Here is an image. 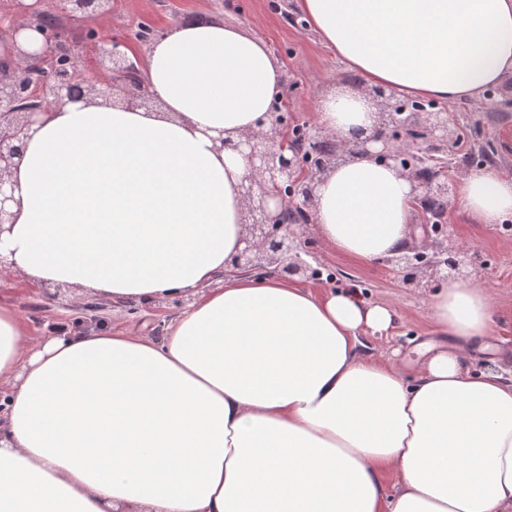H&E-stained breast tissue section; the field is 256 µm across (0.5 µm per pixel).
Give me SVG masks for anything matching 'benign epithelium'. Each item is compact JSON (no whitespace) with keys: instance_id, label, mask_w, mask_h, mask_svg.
Segmentation results:
<instances>
[{"instance_id":"benign-epithelium-1","label":"benign epithelium","mask_w":512,"mask_h":512,"mask_svg":"<svg viewBox=\"0 0 512 512\" xmlns=\"http://www.w3.org/2000/svg\"><path fill=\"white\" fill-rule=\"evenodd\" d=\"M69 13L81 17H104L110 13V0H69ZM49 12L22 14L19 27H32L46 37V48L37 58L17 50L19 60L0 65V236L11 231L15 202L12 172L22 157L30 131L41 114L51 105L63 106L70 102L105 97L112 85L119 83L131 97V104L146 107L153 98L142 91L140 64L121 50L119 41L96 45L100 77H86L79 50L61 42H54L44 28ZM50 63V94L34 76L36 61ZM381 107L378 125L371 134L355 141L308 133L302 146H297L288 124L280 112H270L267 128L240 134L235 141L219 135L214 147L222 151L230 147L246 150L245 157L251 174L240 185L246 202L242 238L243 247L232 256V271L256 276L276 272L284 279L295 276L314 277L319 271L310 266L311 252L302 244L296 225L309 222L313 207L314 186L319 177L346 154H376L397 161L406 148L396 144L390 132L401 129L413 136L410 154L418 158L415 164L402 170L415 182V188L425 187L428 196L448 197V183L434 170L439 161L436 154L453 140L456 129L448 127L444 111L427 114L426 125H421V112L404 104L391 103L393 94L383 89L370 90ZM307 154V161L299 164L297 158ZM278 200L276 208L269 199ZM422 256L413 250H402L390 258L402 283H416L419 270L426 268L438 279L464 278L468 275V259L458 251L452 259L433 257L420 266Z\"/></svg>"}]
</instances>
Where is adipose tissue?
Instances as JSON below:
<instances>
[{
  "instance_id": "ef3b65f1",
  "label": "adipose tissue",
  "mask_w": 512,
  "mask_h": 512,
  "mask_svg": "<svg viewBox=\"0 0 512 512\" xmlns=\"http://www.w3.org/2000/svg\"><path fill=\"white\" fill-rule=\"evenodd\" d=\"M297 6L361 82L319 99L329 135L374 130L371 88L474 101L512 75V0ZM142 77L157 111L96 99L42 115L0 248L33 286L194 300L156 338L64 321L36 336L0 303V512H512V378L445 348L407 372L361 350L396 310L230 272L249 166L211 138L272 111L284 70L265 39L190 20L151 44ZM456 194L478 223L512 217L496 167ZM415 196L393 161L351 156L317 181L312 220L328 251L367 263L406 246ZM430 310L442 335L493 332L471 281L440 283Z\"/></svg>"
}]
</instances>
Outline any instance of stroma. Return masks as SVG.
Wrapping results in <instances>:
<instances>
[{"label":"stroma","instance_id":"obj_1","mask_svg":"<svg viewBox=\"0 0 512 512\" xmlns=\"http://www.w3.org/2000/svg\"><path fill=\"white\" fill-rule=\"evenodd\" d=\"M107 20L70 17L65 0H58L56 16L60 34L71 47L101 40H117L136 47L135 27L145 23L162 32L190 18L226 24L251 25L264 36L271 51L283 64L287 76L281 90V105L289 125L317 129L316 107L321 95L331 87L351 84L352 79L337 60L333 49L324 45L311 31L297 9L296 0H112ZM448 122L457 132L466 134L465 148L447 147L453 160L445 168L449 184L478 163H486L512 175V91H496L484 104L476 106L460 100L447 106ZM299 233L313 254L312 266L323 273L322 279L304 280V287L320 290L325 285L357 284L366 301L389 304L401 313L385 336H363L370 352L387 353L400 348L408 364H415L424 345L444 343L434 333L430 318V295L436 279L425 278L423 287L407 288L387 258L353 266L337 255L324 251L315 224L300 225ZM441 246L469 252L472 279L488 292L494 330L492 340L502 353L501 359L484 358L476 351L466 353L468 364L476 370L495 369L512 373V231L500 224H480L458 198H450L445 210L436 213L426 204H415L410 219L409 247L413 250ZM45 287L27 285L21 274H0V302L14 305L33 335H51L61 318L75 319L78 309L70 300L91 299L101 306V316L113 329L144 328L147 335H161L175 315L171 302L163 300L151 307L136 301L112 302L110 298L87 295L80 288L63 290L57 303L44 305Z\"/></svg>","mask_w":512,"mask_h":512}]
</instances>
